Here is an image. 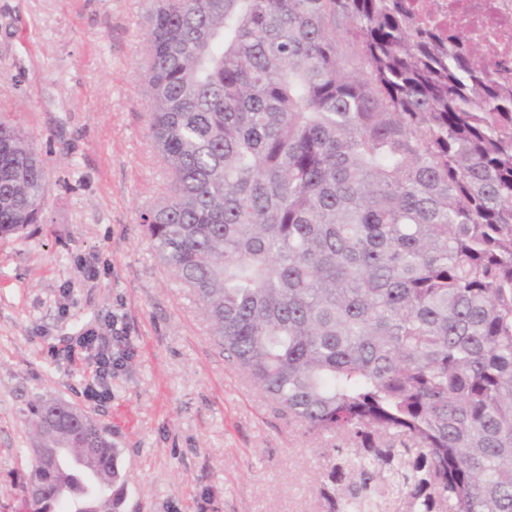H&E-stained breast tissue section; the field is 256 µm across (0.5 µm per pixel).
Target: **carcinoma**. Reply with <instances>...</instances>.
Masks as SVG:
<instances>
[{
    "mask_svg": "<svg viewBox=\"0 0 512 512\" xmlns=\"http://www.w3.org/2000/svg\"><path fill=\"white\" fill-rule=\"evenodd\" d=\"M140 214L224 359L332 442L322 512H512V85L407 0H151ZM46 179L0 120V237ZM26 512H120L119 449L31 406Z\"/></svg>",
    "mask_w": 512,
    "mask_h": 512,
    "instance_id": "1",
    "label": "carcinoma"
}]
</instances>
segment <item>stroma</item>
Masks as SVG:
<instances>
[{"label":"stroma","instance_id":"obj_1","mask_svg":"<svg viewBox=\"0 0 512 512\" xmlns=\"http://www.w3.org/2000/svg\"><path fill=\"white\" fill-rule=\"evenodd\" d=\"M148 9L0 0V115L29 136L47 185L41 222L0 238V512H23L39 397L111 430L122 512H321L326 448L225 361L139 222L167 184L148 134ZM116 315L130 354L92 401L91 366L64 349L89 328L111 338Z\"/></svg>","mask_w":512,"mask_h":512}]
</instances>
